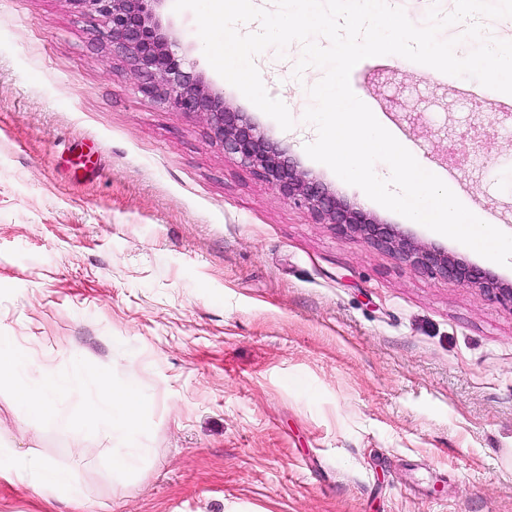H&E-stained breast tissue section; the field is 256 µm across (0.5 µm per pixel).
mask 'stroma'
<instances>
[{"mask_svg":"<svg viewBox=\"0 0 512 512\" xmlns=\"http://www.w3.org/2000/svg\"><path fill=\"white\" fill-rule=\"evenodd\" d=\"M178 52L347 203L512 284V267L409 222L310 159L323 75L255 60L280 126L208 63L164 0ZM71 0H0V336L60 378L135 379L142 469L113 482L101 430L44 428L0 386V440L70 470L83 506L0 478V512H512V308L336 233L146 98ZM354 93L462 199L512 234V113L408 61L352 70ZM482 156L467 152L473 124Z\"/></svg>","mask_w":512,"mask_h":512,"instance_id":"35a3bbf8","label":"stroma"}]
</instances>
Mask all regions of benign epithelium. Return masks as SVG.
Masks as SVG:
<instances>
[{
  "label": "benign epithelium",
  "instance_id": "7a95c632",
  "mask_svg": "<svg viewBox=\"0 0 512 512\" xmlns=\"http://www.w3.org/2000/svg\"><path fill=\"white\" fill-rule=\"evenodd\" d=\"M72 2L103 19L102 38L111 44L112 53L128 62L140 93L179 112L202 118L212 141L262 176L283 198L307 206L320 223L331 225L338 234H358L370 244L396 251L415 269L479 288L512 305L511 285L501 284L490 273L445 249L422 245L379 223L374 216L341 201L318 179L292 165L285 149L267 138L242 113L228 107L223 94L211 89L202 74L187 68L185 59L173 49L159 17V9L166 0Z\"/></svg>",
  "mask_w": 512,
  "mask_h": 512
}]
</instances>
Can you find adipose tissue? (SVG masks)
<instances>
[{
    "label": "adipose tissue",
    "mask_w": 512,
    "mask_h": 512,
    "mask_svg": "<svg viewBox=\"0 0 512 512\" xmlns=\"http://www.w3.org/2000/svg\"><path fill=\"white\" fill-rule=\"evenodd\" d=\"M97 394L83 407V417L89 422H106L111 426L112 470L118 474L134 471L142 460L138 438L143 396L134 381L114 382L105 375H97ZM75 381L60 379L47 367L39 368L33 377L20 386L17 397L34 419L42 424L60 420L57 399L62 391L74 390ZM0 477L27 482L41 496L68 497L76 500L81 490L70 471L47 464L38 458H15L11 467L0 470Z\"/></svg>",
    "instance_id": "ef3b65f1"
}]
</instances>
